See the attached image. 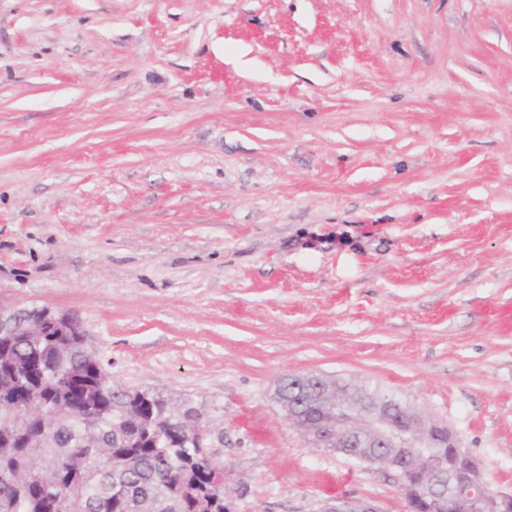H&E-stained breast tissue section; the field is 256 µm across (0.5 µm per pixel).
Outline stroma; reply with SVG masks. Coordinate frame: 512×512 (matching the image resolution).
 I'll return each mask as SVG.
<instances>
[{
    "label": "stroma",
    "mask_w": 512,
    "mask_h": 512,
    "mask_svg": "<svg viewBox=\"0 0 512 512\" xmlns=\"http://www.w3.org/2000/svg\"><path fill=\"white\" fill-rule=\"evenodd\" d=\"M0 304L220 424L227 512H402L274 391L343 375L512 489V0H0ZM320 512H382L378 505L369 500L336 497L326 500Z\"/></svg>",
    "instance_id": "stroma-1"
}]
</instances>
